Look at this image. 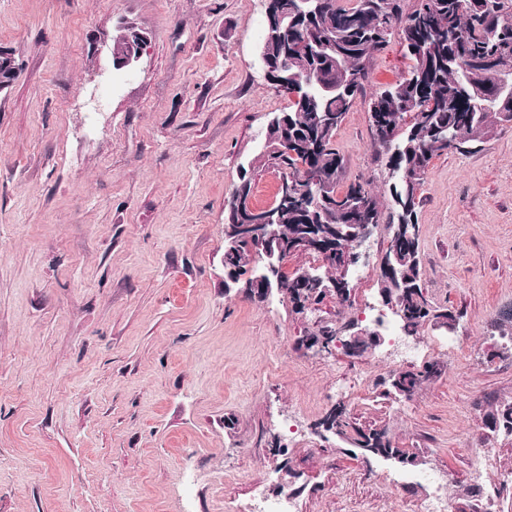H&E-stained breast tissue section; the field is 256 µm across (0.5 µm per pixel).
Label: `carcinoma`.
Instances as JSON below:
<instances>
[{
	"mask_svg": "<svg viewBox=\"0 0 512 512\" xmlns=\"http://www.w3.org/2000/svg\"><path fill=\"white\" fill-rule=\"evenodd\" d=\"M260 53L266 59L267 81L286 95L291 105L267 125L265 142L285 141L279 154L264 150L243 171L238 190L252 197L254 171L277 165L289 171L303 191L276 199L272 207L283 252L305 238L321 249L343 253L358 224H384L390 239L380 267L382 304L400 318L412 336L427 322L442 326L459 322L462 313L433 307L425 296L424 270L415 231L416 206L434 157L468 149L512 124V98L495 92L497 73L491 60L503 47L512 48V0H420L403 15L401 0H273L264 12ZM398 34L412 65L393 84L369 99V119L375 140L399 171L389 186L390 204L361 182L337 188L343 160L334 146L338 126L361 93L367 65ZM224 275L229 288L264 302L263 285L253 281L258 269L257 239H235L224 233ZM277 289L288 294L293 307L320 304L324 289L294 275L279 274ZM501 348L512 351V305L492 321ZM381 336L364 331L344 337L348 356L378 345ZM444 366L429 362L395 373L384 395L411 396L438 378ZM325 430L349 442L364 455H381L407 465L418 455L400 448L384 428L363 426L338 405L321 422ZM485 428L512 438V400L487 414Z\"/></svg>",
	"mask_w": 512,
	"mask_h": 512,
	"instance_id": "cac0c4a2",
	"label": "carcinoma"
}]
</instances>
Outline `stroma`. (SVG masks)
I'll use <instances>...</instances> for the list:
<instances>
[{
	"instance_id": "1",
	"label": "stroma",
	"mask_w": 512,
	"mask_h": 512,
	"mask_svg": "<svg viewBox=\"0 0 512 512\" xmlns=\"http://www.w3.org/2000/svg\"><path fill=\"white\" fill-rule=\"evenodd\" d=\"M124 24L147 40L118 70L89 48ZM262 38L261 0H0L18 67L0 92V512H250L286 492L296 512H427L438 494L468 512L475 488L512 512V439L483 426L512 399V355L488 356L512 304V125L435 157L416 208L423 286L462 312L455 332L305 349L321 320L373 328L389 238L375 229L343 304L225 288L224 202L290 104ZM409 64L395 38L370 61L335 135L339 187L388 200L369 97ZM427 361L441 377L383 396ZM339 403L418 464L320 435Z\"/></svg>"
}]
</instances>
